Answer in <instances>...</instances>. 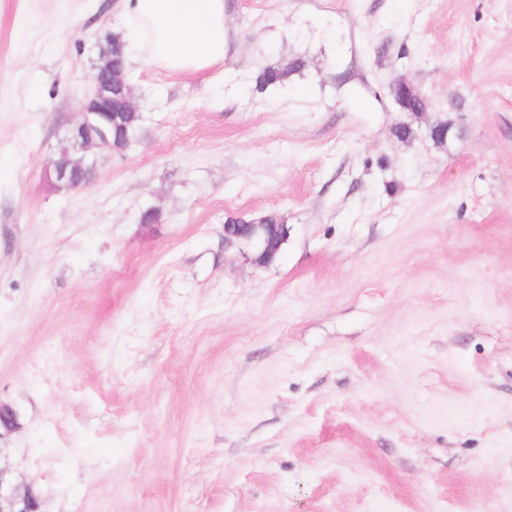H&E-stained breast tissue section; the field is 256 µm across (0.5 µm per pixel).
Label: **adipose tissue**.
<instances>
[{
    "instance_id": "1",
    "label": "adipose tissue",
    "mask_w": 512,
    "mask_h": 512,
    "mask_svg": "<svg viewBox=\"0 0 512 512\" xmlns=\"http://www.w3.org/2000/svg\"><path fill=\"white\" fill-rule=\"evenodd\" d=\"M128 61L144 51L153 66L193 74L222 65L224 0H122Z\"/></svg>"
}]
</instances>
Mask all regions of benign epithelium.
<instances>
[{"label": "benign epithelium", "mask_w": 512, "mask_h": 512, "mask_svg": "<svg viewBox=\"0 0 512 512\" xmlns=\"http://www.w3.org/2000/svg\"><path fill=\"white\" fill-rule=\"evenodd\" d=\"M112 37L111 31L105 30L99 36L97 60L91 77L92 89L80 103L81 120L65 135L73 152L79 156V162L97 164V152L108 150L121 152L123 148L115 147L103 133L102 126L112 122V112H128L133 115L141 112L134 96L116 98L114 92L124 84V70L112 64V58L105 51L103 43ZM401 86L408 95L417 101L411 109L413 113L428 111V99L421 96L418 89L407 79H400ZM47 176L54 186L76 190L86 186L78 171L55 159L47 169ZM286 242L288 225L286 224H226L224 225V242L246 244L251 251L241 253V257L256 265H267L274 254L275 239ZM0 512H42L39 496L29 485H20L8 470L0 468Z\"/></svg>", "instance_id": "benign-epithelium-1"}]
</instances>
